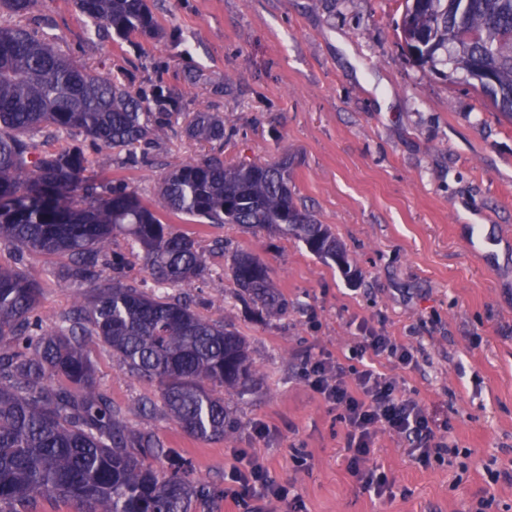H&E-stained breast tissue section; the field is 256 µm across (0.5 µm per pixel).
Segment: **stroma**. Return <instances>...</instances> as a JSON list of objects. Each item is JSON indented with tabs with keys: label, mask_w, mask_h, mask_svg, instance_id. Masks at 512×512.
<instances>
[{
	"label": "stroma",
	"mask_w": 512,
	"mask_h": 512,
	"mask_svg": "<svg viewBox=\"0 0 512 512\" xmlns=\"http://www.w3.org/2000/svg\"><path fill=\"white\" fill-rule=\"evenodd\" d=\"M146 3L156 39L100 34L72 0H36L23 16L0 9V26L50 34L61 54L133 93L163 85L181 97L183 119L218 114L227 162L289 160L296 201L331 227L362 277L349 283L297 238L164 210L160 180L212 144L178 133L138 146L137 163L125 165L78 134L49 140L51 149L84 145L106 179L198 240L208 275L190 288L192 306L246 336L260 381L254 393L225 392L236 426L211 441L144 408L153 387L92 338L97 389L133 432L153 434L210 487L193 512H241L224 498L240 448L292 487L304 512H466L490 496V512H512V482L490 478L512 473V124L469 81L438 78L402 51L403 0ZM238 249L269 265L286 316L238 300L229 257ZM0 265L38 280L54 319L80 303L63 280L67 258L0 243ZM364 325L412 346V367L380 360L376 369L398 377L406 397L447 422L449 443L470 453L462 465L423 468L402 437L378 431L372 461L395 481L389 501L347 473L346 427L302 376L311 354L352 364Z\"/></svg>",
	"instance_id": "obj_1"
}]
</instances>
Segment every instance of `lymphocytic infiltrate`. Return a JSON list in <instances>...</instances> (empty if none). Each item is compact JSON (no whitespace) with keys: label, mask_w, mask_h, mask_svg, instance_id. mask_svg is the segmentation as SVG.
I'll list each match as a JSON object with an SVG mask.
<instances>
[{"label":"lymphocytic infiltrate","mask_w":512,"mask_h":512,"mask_svg":"<svg viewBox=\"0 0 512 512\" xmlns=\"http://www.w3.org/2000/svg\"><path fill=\"white\" fill-rule=\"evenodd\" d=\"M360 367L346 369L342 363L319 356L309 357L306 377L311 387L333 405L346 425V468L351 477L377 497L392 496L393 479L370 457L374 452L376 427L403 437L409 444L407 455L414 463L427 467L445 461L453 454L444 435L432 427L424 409L414 400L403 397L399 380L378 372L380 359L407 366L413 361L409 346L382 331L368 330L355 349ZM245 467L231 473L230 487L224 495L234 503L246 504L247 512H274L288 495V489L269 480L266 467L247 459Z\"/></svg>","instance_id":"lymphocytic-infiltrate-1"}]
</instances>
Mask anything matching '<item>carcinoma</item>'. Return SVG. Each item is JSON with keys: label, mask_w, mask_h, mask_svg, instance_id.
I'll return each mask as SVG.
<instances>
[{"label": "carcinoma", "mask_w": 512, "mask_h": 512, "mask_svg": "<svg viewBox=\"0 0 512 512\" xmlns=\"http://www.w3.org/2000/svg\"><path fill=\"white\" fill-rule=\"evenodd\" d=\"M74 6L99 27L158 35L145 0ZM396 31L406 53L434 74L464 76L476 64L489 70L491 86L475 88L512 122V0H404ZM180 114L179 98L162 87L149 105L59 53L48 37L0 27V242L68 256L69 284L85 295L73 316L55 321L40 311L39 284L0 266V512H28L44 495L74 502L76 512H190L210 494L183 456L129 429L95 386L85 340L101 341L133 376L155 386L163 412L183 431L224 438L234 429L224 392L250 393L258 379L246 337L166 292L205 275L198 242L173 231L135 191L103 182L82 147L54 151L30 138L46 129L131 150L169 138ZM184 133L222 141L224 120L200 110ZM158 192L169 210L197 224L294 235L346 277L357 276L330 227L296 203L286 161L191 158L167 173ZM119 236L130 252L117 248ZM139 249L165 291L124 282ZM230 260L243 304L288 312L263 260L244 250Z\"/></svg>", "instance_id": "obj_1"}]
</instances>
